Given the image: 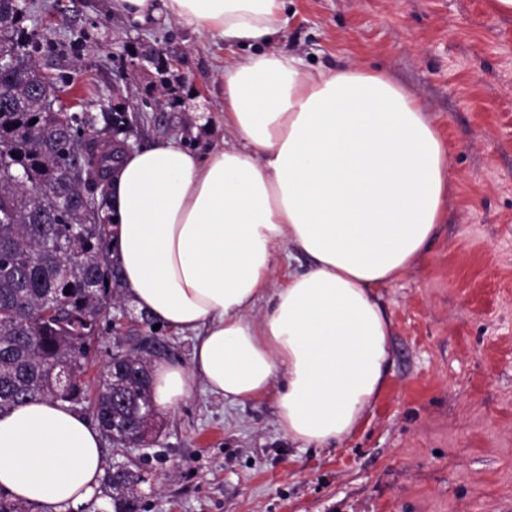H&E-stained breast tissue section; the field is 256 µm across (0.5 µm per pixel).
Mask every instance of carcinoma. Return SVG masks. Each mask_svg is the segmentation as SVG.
<instances>
[{
    "instance_id": "cac0c4a2",
    "label": "carcinoma",
    "mask_w": 512,
    "mask_h": 512,
    "mask_svg": "<svg viewBox=\"0 0 512 512\" xmlns=\"http://www.w3.org/2000/svg\"><path fill=\"white\" fill-rule=\"evenodd\" d=\"M0 413L33 399L78 405L114 446L144 441L158 415L150 357L113 358L83 380L101 322L121 288L109 256V186L128 133L124 112H71L33 57L45 44L0 0ZM36 123H31V120ZM113 512H138L139 475L105 469Z\"/></svg>"
}]
</instances>
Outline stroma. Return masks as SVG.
<instances>
[{"label": "stroma", "instance_id": "obj_1", "mask_svg": "<svg viewBox=\"0 0 512 512\" xmlns=\"http://www.w3.org/2000/svg\"><path fill=\"white\" fill-rule=\"evenodd\" d=\"M491 0H289L279 49L311 70L353 62L388 72L423 102L448 144L455 192L424 257L378 295L392 321L388 383L355 432L301 448L265 398L230 404L195 382L162 411L155 442L106 464L141 471L139 512H512V16ZM45 35L39 70L68 82L86 112L145 113L133 148L224 136V60L245 45L114 0H24ZM173 62L153 90L132 50ZM90 356L95 379L144 337L190 365L194 334L110 310Z\"/></svg>", "mask_w": 512, "mask_h": 512}]
</instances>
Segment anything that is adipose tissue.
Instances as JSON below:
<instances>
[{
	"label": "adipose tissue",
	"instance_id": "ef3b65f1",
	"mask_svg": "<svg viewBox=\"0 0 512 512\" xmlns=\"http://www.w3.org/2000/svg\"><path fill=\"white\" fill-rule=\"evenodd\" d=\"M260 52L224 62L234 144L168 140L128 152L111 188L110 257L125 297L194 334L190 366L151 365L155 405L194 380L231 403L274 396L301 447L357 429L390 368L392 322L377 290L423 257L452 195L448 153L425 106L355 62L311 71L274 45L286 0H115ZM305 266L276 281L280 253ZM102 433L71 405L0 414V489L78 512L104 473Z\"/></svg>",
	"mask_w": 512,
	"mask_h": 512
}]
</instances>
